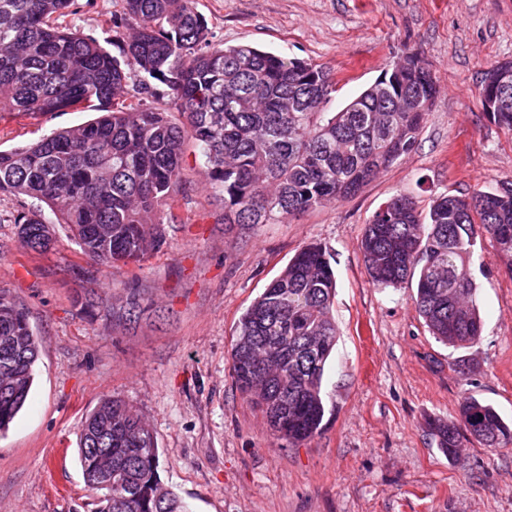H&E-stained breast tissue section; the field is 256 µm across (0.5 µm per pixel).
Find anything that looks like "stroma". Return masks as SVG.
Listing matches in <instances>:
<instances>
[{
	"label": "stroma",
	"mask_w": 512,
	"mask_h": 512,
	"mask_svg": "<svg viewBox=\"0 0 512 512\" xmlns=\"http://www.w3.org/2000/svg\"><path fill=\"white\" fill-rule=\"evenodd\" d=\"M212 45H250L328 68L334 112L399 57L419 54L437 84L414 150L357 195L279 224L224 221L200 158L166 245L138 267L82 255L64 226L53 248L26 250L14 218L27 197H0V290L27 308L40 341L29 400L0 435V512H93L78 459L81 420L107 395L152 429L159 475L191 512H512V447L463 442L443 454L434 421L459 422L473 395L512 420V271L488 238L473 269L479 341L438 342L416 284L374 287L359 244L393 195L428 210L441 195L512 186V130L486 114L483 71L512 60V0H194ZM120 0H76L69 21L112 54ZM87 112L0 113V149L90 120ZM327 247L338 341L325 372L332 411L291 446L236 389L229 352L244 309L305 244Z\"/></svg>",
	"instance_id": "35a3bbf8"
}]
</instances>
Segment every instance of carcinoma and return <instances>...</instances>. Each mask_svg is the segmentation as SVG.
Returning <instances> with one entry per match:
<instances>
[{"instance_id":"cac0c4a2","label":"carcinoma","mask_w":512,"mask_h":512,"mask_svg":"<svg viewBox=\"0 0 512 512\" xmlns=\"http://www.w3.org/2000/svg\"><path fill=\"white\" fill-rule=\"evenodd\" d=\"M74 0H0V112L100 115L30 143L0 150V196H28L55 221L17 213L19 238L43 254L54 224L101 264L138 266L166 244L165 214L185 182L189 143L202 176L224 200V223L274 224L355 195L414 149L436 96L431 75L408 67L388 93L372 84L336 112L326 68L239 45L215 48L193 0H122L134 24L116 57L67 18ZM484 72L479 94L502 100L488 116L512 130V92ZM143 90L163 85L182 114L127 102V74ZM487 237L512 272V187L437 197L427 212L402 194L372 216L360 251L372 283L396 287L417 277L415 306L429 331L456 349L481 335L472 275L476 239ZM336 280L328 250L301 248L238 320L229 361L243 399L290 444L318 435L328 412L325 366L337 339ZM40 341L25 308L0 291V433L24 407ZM460 424L435 422L438 447L452 457L469 435L486 448L512 446V425L468 396ZM79 460L95 512H190L162 487L157 441L119 396H105L78 430Z\"/></svg>"}]
</instances>
